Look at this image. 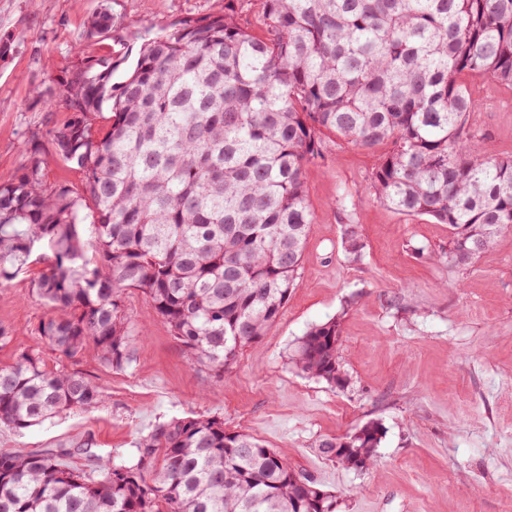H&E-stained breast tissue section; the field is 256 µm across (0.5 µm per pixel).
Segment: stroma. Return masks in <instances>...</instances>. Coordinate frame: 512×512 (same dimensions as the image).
I'll return each mask as SVG.
<instances>
[{"mask_svg":"<svg viewBox=\"0 0 512 512\" xmlns=\"http://www.w3.org/2000/svg\"><path fill=\"white\" fill-rule=\"evenodd\" d=\"M217 0H0V183L32 159L48 184L80 185L79 171L54 156L50 130L69 117L57 103L58 82L72 47L85 56L125 54L114 72L132 71L141 44L173 20L214 10ZM113 17L105 37L87 40L100 10ZM473 121L488 155L512 156V91L477 81ZM377 153L340 141L306 171L314 214L304 270L277 321L261 341L218 375L194 364L141 291L122 294V309L144 342L125 370L104 367L94 347L76 357L55 351L38 333L49 314L31 290L41 268L31 266L0 285V368L25 350L49 366L79 371L104 391L102 405L76 410L22 431L0 427V448L23 454L91 443L93 457L72 466L92 473L93 459L136 458V442L174 417L223 420L267 447L335 495L337 512H512V231L464 270L434 254L448 245V228L427 217L400 215L376 200L369 177ZM359 225L366 243L361 264L346 261L345 225ZM426 256L416 257L412 247ZM343 325L345 389L296 369L298 340L314 325ZM378 423L382 438L367 470L323 458L316 442Z\"/></svg>","mask_w":512,"mask_h":512,"instance_id":"obj_1","label":"stroma"}]
</instances>
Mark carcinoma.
<instances>
[{
    "label": "carcinoma",
    "instance_id": "1",
    "mask_svg": "<svg viewBox=\"0 0 512 512\" xmlns=\"http://www.w3.org/2000/svg\"><path fill=\"white\" fill-rule=\"evenodd\" d=\"M250 2L261 35L224 0L142 43L117 85L120 57L72 66L59 81L70 116L52 142L81 186L46 184L38 159L0 183V283L44 263L33 290L52 313L39 334L60 353L92 343L104 366L128 367L141 338L121 295L133 288L193 361L228 373L300 278L314 220L306 170L334 139L379 152L378 201L448 226V265L470 266L512 229V158L486 155L468 125L472 78L512 89V0ZM111 28L101 10L88 37ZM341 244L362 260L359 225ZM341 342L339 320L316 324L293 361L343 388ZM104 400L37 352L0 368V425L16 431ZM380 440L371 422L316 448L367 470ZM137 453L131 466L97 458L90 477L69 450L0 448V512H336V496L284 455L215 418H172Z\"/></svg>",
    "mask_w": 512,
    "mask_h": 512
}]
</instances>
